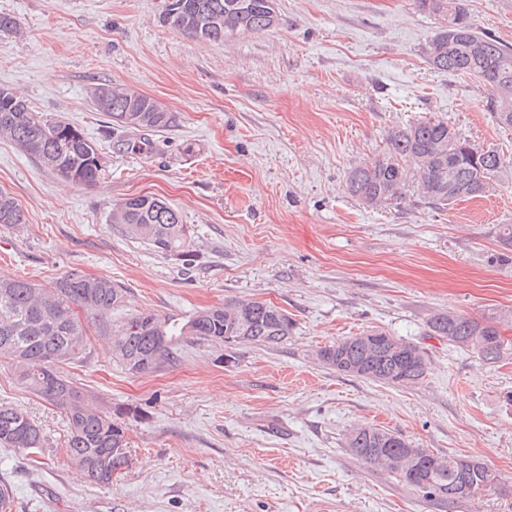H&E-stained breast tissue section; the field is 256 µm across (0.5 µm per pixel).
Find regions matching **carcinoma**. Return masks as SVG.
Instances as JSON below:
<instances>
[{"label":"carcinoma","mask_w":512,"mask_h":512,"mask_svg":"<svg viewBox=\"0 0 512 512\" xmlns=\"http://www.w3.org/2000/svg\"><path fill=\"white\" fill-rule=\"evenodd\" d=\"M173 15L163 21L181 34L203 42H222L248 28L266 32L279 24L269 0H175ZM419 10L437 20V30L424 54L435 69L478 79L485 87L483 110L502 128H512V45L479 32L467 0H416ZM112 91L102 102L91 97L98 112L113 125L138 132H163L177 117L155 99L122 85H98ZM0 104V138L13 142L41 167L64 182L94 185L102 166L87 157L89 140L78 127L52 121L34 111L23 97ZM71 126L72 138L61 126ZM501 165L497 150L462 137L436 116L391 131L382 154L354 168L347 191L366 207L398 202L413 191L425 204L446 209L457 201L480 198L490 191ZM25 223L19 204L0 191V226ZM110 223L126 236L154 251L181 261H194L191 225L170 203L150 195L126 198L112 207ZM496 259L512 261V225L497 233ZM125 290L112 280L72 269L44 286L30 280L0 278V360L11 365L28 391L62 410L66 423L64 448L81 478L108 483L129 468L127 427L122 417L138 418L135 407L103 411L62 369L83 357L89 326L108 335L112 359L132 375L156 372L174 363L178 347L195 340L214 348L227 344L275 348L292 335L295 322L288 312L264 301L240 299L194 312L179 319L139 313L112 320L121 308ZM429 335L477 354L489 364L512 356L497 321L456 311H439L427 321ZM322 365L340 374L387 385L419 383L426 374V354L416 344L384 331L349 336L316 351ZM48 438L27 411L0 403V447L14 448L39 464ZM346 447L358 460L378 466L408 486L427 491L425 499L448 505L496 490V476L486 463L466 456H439L424 448L410 449L408 441L372 425L354 429ZM464 482L466 495L450 490Z\"/></svg>","instance_id":"carcinoma-1"}]
</instances>
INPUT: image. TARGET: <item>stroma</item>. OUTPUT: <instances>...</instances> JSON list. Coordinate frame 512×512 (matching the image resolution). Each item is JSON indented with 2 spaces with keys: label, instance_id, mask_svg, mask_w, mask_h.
I'll list each match as a JSON object with an SVG mask.
<instances>
[{
  "label": "stroma",
  "instance_id": "35a3bbf8",
  "mask_svg": "<svg viewBox=\"0 0 512 512\" xmlns=\"http://www.w3.org/2000/svg\"><path fill=\"white\" fill-rule=\"evenodd\" d=\"M164 4L0 0L20 27L0 36V87L76 125L104 162L96 185H69L0 140V191L25 216L0 228V277L45 285L77 268L124 288L127 314L266 301L296 331L274 350L187 341L175 364L138 376L92 334L66 372L103 409L141 412L128 422L130 467L100 484L67 457L61 410L0 362V402L25 408L50 443L35 470L0 447L14 512H512V360L486 364L426 326L450 309L499 320L512 342V262L495 259L496 227L512 224V130L483 111V84L427 62L436 24L414 0H277L274 30L221 43L171 30ZM468 8L478 31L512 44V0ZM110 82L160 101L178 126L152 150L113 129L89 99ZM431 115L503 155L490 193L445 211L413 194L367 209L347 193L348 172L389 132ZM146 194L192 225L190 269L110 224L113 204ZM372 330L423 347L425 378L387 386L316 360ZM361 425L479 459L500 491L422 500L350 454Z\"/></svg>",
  "mask_w": 512,
  "mask_h": 512
}]
</instances>
